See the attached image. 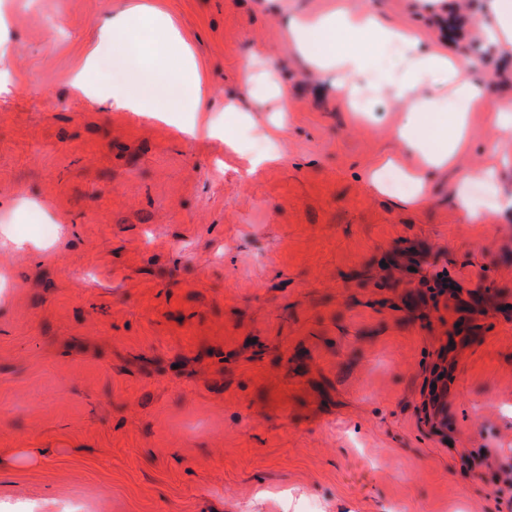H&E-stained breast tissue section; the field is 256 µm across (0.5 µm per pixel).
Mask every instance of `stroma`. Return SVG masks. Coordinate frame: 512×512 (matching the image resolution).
Wrapping results in <instances>:
<instances>
[{"label":"stroma","mask_w":512,"mask_h":512,"mask_svg":"<svg viewBox=\"0 0 512 512\" xmlns=\"http://www.w3.org/2000/svg\"><path fill=\"white\" fill-rule=\"evenodd\" d=\"M334 0H0V226L62 225L54 262L0 248V512H512V214L468 220L453 172L423 205L365 174L410 118L394 86L347 95L287 22ZM424 53L479 41L485 0H348ZM466 19L442 32L441 8ZM159 14L209 100L245 68L259 168L165 122L98 110L70 74L102 22ZM512 55L475 73L512 111ZM500 138L476 113L462 156Z\"/></svg>","instance_id":"obj_1"}]
</instances>
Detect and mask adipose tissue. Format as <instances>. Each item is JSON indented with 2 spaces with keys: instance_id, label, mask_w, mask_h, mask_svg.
I'll use <instances>...</instances> for the list:
<instances>
[{
  "instance_id": "ef3b65f1",
  "label": "adipose tissue",
  "mask_w": 512,
  "mask_h": 512,
  "mask_svg": "<svg viewBox=\"0 0 512 512\" xmlns=\"http://www.w3.org/2000/svg\"><path fill=\"white\" fill-rule=\"evenodd\" d=\"M289 32L304 66L334 78L339 89L345 91L353 90L358 80L373 75L376 48L397 46L404 63L403 72L396 79L397 87L400 96L408 98L411 108V120L398 130L397 137L414 159L403 174L419 186L425 171L457 166L471 134L472 114L484 109L487 103L485 91L470 78L475 66L473 59L421 53L414 35L395 31L371 12L343 7L292 22ZM119 37L124 40L122 63L132 75L128 85L108 83L102 67L103 58ZM155 40L178 53L181 65L177 71L167 74L158 67V57L151 47ZM438 70L447 71L451 86L449 113L445 116L439 112L437 103L421 92L425 79ZM70 85L93 106L109 102L114 108L162 121L174 112L187 113V120L179 128L181 135L189 139H220L230 149L235 146L234 137L225 132L223 124L204 103L205 92L191 51L163 17L132 12L114 15L111 25L101 28L99 40L85 53ZM472 180L485 181L495 192L498 212H512V192L500 191L498 170L490 166L462 172L455 183L456 201L467 217L475 220L481 215L480 202L467 192V184Z\"/></svg>"
}]
</instances>
